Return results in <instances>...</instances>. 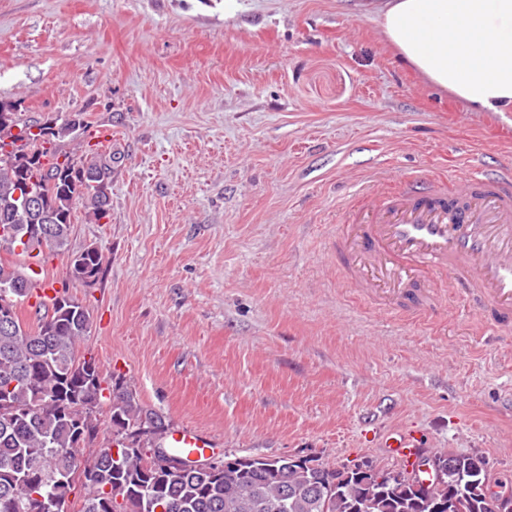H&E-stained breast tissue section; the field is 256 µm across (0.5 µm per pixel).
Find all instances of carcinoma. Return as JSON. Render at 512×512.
<instances>
[{
    "instance_id": "1",
    "label": "carcinoma",
    "mask_w": 512,
    "mask_h": 512,
    "mask_svg": "<svg viewBox=\"0 0 512 512\" xmlns=\"http://www.w3.org/2000/svg\"><path fill=\"white\" fill-rule=\"evenodd\" d=\"M77 140L69 121L0 118V247L45 248L64 254L81 207L95 221L110 217L112 150L97 143L88 156L62 154L56 142ZM40 191L49 220L37 223L20 208L23 188ZM103 254L88 246L69 257L71 280L82 270L100 275ZM33 273L0 260V512H435L452 488L467 493L464 512H493L469 485L476 458L443 450L452 470L425 497L392 482L366 483L351 468L330 490L324 467L311 460L224 457L206 470L191 464L171 473L152 448L166 439L163 416L145 404L126 378L105 376L93 357L79 354L89 333L88 308L58 290L26 327L18 309L32 294ZM108 411H103V405ZM105 442L97 443L101 431ZM118 449L119 459L112 457ZM86 490L79 509L70 493Z\"/></svg>"
}]
</instances>
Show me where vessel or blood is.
Masks as SVG:
<instances>
[{
	"instance_id": "b4317fda",
	"label": "vessel or blood",
	"mask_w": 512,
	"mask_h": 512,
	"mask_svg": "<svg viewBox=\"0 0 512 512\" xmlns=\"http://www.w3.org/2000/svg\"><path fill=\"white\" fill-rule=\"evenodd\" d=\"M343 210L336 253L353 287L390 305L418 301L445 277L466 286L491 324L512 325V162L454 181L372 184ZM218 444L188 428L169 441L194 461Z\"/></svg>"
}]
</instances>
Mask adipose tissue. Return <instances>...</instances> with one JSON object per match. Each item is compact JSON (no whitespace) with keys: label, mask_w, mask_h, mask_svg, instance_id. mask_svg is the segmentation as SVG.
<instances>
[{"label":"adipose tissue","mask_w":512,"mask_h":512,"mask_svg":"<svg viewBox=\"0 0 512 512\" xmlns=\"http://www.w3.org/2000/svg\"><path fill=\"white\" fill-rule=\"evenodd\" d=\"M398 61L477 112L512 111V0H361Z\"/></svg>","instance_id":"1"}]
</instances>
